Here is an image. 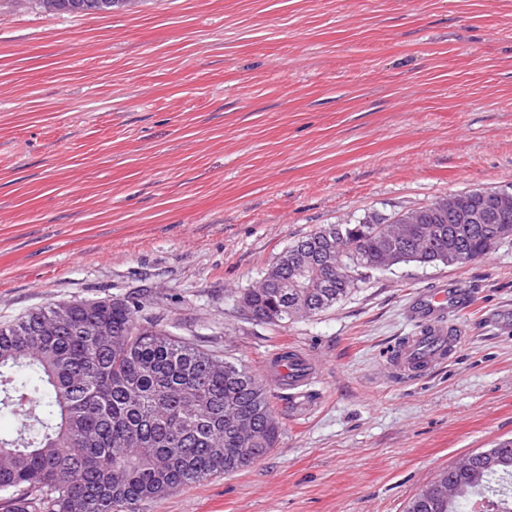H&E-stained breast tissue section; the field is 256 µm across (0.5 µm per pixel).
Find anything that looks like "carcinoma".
Wrapping results in <instances>:
<instances>
[{
	"mask_svg": "<svg viewBox=\"0 0 512 512\" xmlns=\"http://www.w3.org/2000/svg\"><path fill=\"white\" fill-rule=\"evenodd\" d=\"M52 14H107L129 0H38ZM478 220L458 224L441 200L419 208L400 242L385 224L365 218L330 224L289 247L265 273L261 287L240 302L253 320L285 325L297 304L321 312L386 270L388 251L401 262L450 265L456 252L486 258L512 242L485 189L463 192ZM356 276H338L336 241ZM67 319L47 336L59 305L36 307L0 323V408L17 412L24 431L0 435V500L8 512H137L145 500L214 476L242 471L275 447L280 428L262 378L179 339L141 315L139 302L114 298L66 302ZM248 417L257 430L249 455L232 420ZM512 478V439L468 456L437 479L455 495L434 500L419 491L405 512H459L461 501Z\"/></svg>",
	"mask_w": 512,
	"mask_h": 512,
	"instance_id": "cac0c4a2",
	"label": "carcinoma"
}]
</instances>
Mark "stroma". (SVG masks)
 I'll list each match as a JSON object with an SVG mask.
<instances>
[{
  "instance_id": "stroma-1",
  "label": "stroma",
  "mask_w": 512,
  "mask_h": 512,
  "mask_svg": "<svg viewBox=\"0 0 512 512\" xmlns=\"http://www.w3.org/2000/svg\"><path fill=\"white\" fill-rule=\"evenodd\" d=\"M491 186L512 189V0H0V322L132 295L273 394L275 448L138 512H404L511 438L512 243L285 326L239 301L324 225ZM442 285L469 298L463 344L399 378L381 354ZM288 350L314 369L293 390ZM41 7L52 14L88 15L112 13V9L124 7L128 0H38Z\"/></svg>"
}]
</instances>
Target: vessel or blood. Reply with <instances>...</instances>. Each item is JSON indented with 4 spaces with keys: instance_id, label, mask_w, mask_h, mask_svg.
I'll list each match as a JSON object with an SVG mask.
<instances>
[{
    "instance_id": "b4317fda",
    "label": "vessel or blood",
    "mask_w": 512,
    "mask_h": 512,
    "mask_svg": "<svg viewBox=\"0 0 512 512\" xmlns=\"http://www.w3.org/2000/svg\"><path fill=\"white\" fill-rule=\"evenodd\" d=\"M455 305L448 289L436 288L419 296L415 306L417 329L384 353L395 373L404 378L425 375L447 362L463 340L462 329L448 320Z\"/></svg>"
}]
</instances>
